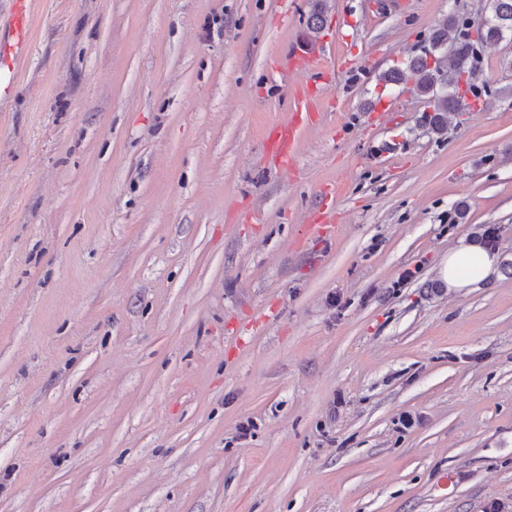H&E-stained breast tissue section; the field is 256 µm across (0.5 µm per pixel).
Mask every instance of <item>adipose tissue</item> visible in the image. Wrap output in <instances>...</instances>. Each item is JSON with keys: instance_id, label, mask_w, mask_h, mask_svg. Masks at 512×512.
<instances>
[{"instance_id": "obj_1", "label": "adipose tissue", "mask_w": 512, "mask_h": 512, "mask_svg": "<svg viewBox=\"0 0 512 512\" xmlns=\"http://www.w3.org/2000/svg\"><path fill=\"white\" fill-rule=\"evenodd\" d=\"M497 257L465 240H458L438 266L439 278L455 291L476 288L496 272Z\"/></svg>"}]
</instances>
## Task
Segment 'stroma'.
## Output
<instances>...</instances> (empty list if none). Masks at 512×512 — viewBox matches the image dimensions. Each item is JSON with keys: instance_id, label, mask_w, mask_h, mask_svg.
I'll use <instances>...</instances> for the list:
<instances>
[{"instance_id": "stroma-1", "label": "stroma", "mask_w": 512, "mask_h": 512, "mask_svg": "<svg viewBox=\"0 0 512 512\" xmlns=\"http://www.w3.org/2000/svg\"><path fill=\"white\" fill-rule=\"evenodd\" d=\"M29 4L0 95V512H512L503 48L435 136L376 76L452 0H326L315 35L313 0ZM489 227L497 275L448 292L440 259ZM298 130V125L293 124L288 127L281 128L276 134L274 147L278 159L288 161V157L290 158L293 155Z\"/></svg>"}]
</instances>
